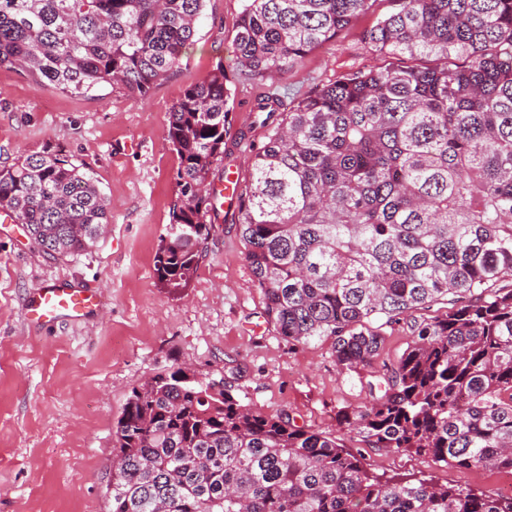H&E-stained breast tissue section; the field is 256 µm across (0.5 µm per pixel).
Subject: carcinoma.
Wrapping results in <instances>:
<instances>
[{
    "instance_id": "1",
    "label": "carcinoma",
    "mask_w": 512,
    "mask_h": 512,
    "mask_svg": "<svg viewBox=\"0 0 512 512\" xmlns=\"http://www.w3.org/2000/svg\"><path fill=\"white\" fill-rule=\"evenodd\" d=\"M206 0H0V67L88 97L146 98L176 72ZM376 0H243L238 67L272 79ZM363 41L379 63L289 106L271 94L268 142L241 189L244 259L283 339L329 340L371 368L383 327L420 309L369 404L339 425L369 448L512 471V0H392ZM224 66L173 106L177 198L155 255L177 288L197 270L232 155ZM111 201L59 155L0 169V209L53 259L102 234ZM236 377L187 366L132 388L113 431L110 512H512V497L381 480L336 437L243 402Z\"/></svg>"
}]
</instances>
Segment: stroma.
I'll use <instances>...</instances> for the list:
<instances>
[{"instance_id": "35a3bbf8", "label": "stroma", "mask_w": 512, "mask_h": 512, "mask_svg": "<svg viewBox=\"0 0 512 512\" xmlns=\"http://www.w3.org/2000/svg\"><path fill=\"white\" fill-rule=\"evenodd\" d=\"M392 8L391 0H376L336 39L272 81L245 79L235 62L242 0H206L181 70L143 100L108 87L77 98L0 68V166L28 155H63L112 203L104 237L65 260L38 251L24 225L0 223V512H109L112 430L127 397L148 377L179 365L216 380L239 370L247 403L269 415L288 411L298 424L336 435L374 475L496 495L512 482L511 471L368 448L338 428L340 408L369 402L362 383L371 370L341 372L329 343L294 346L266 324L236 212L212 216L188 287H162L155 271L177 196L169 114L188 85L223 67L232 92L228 138L239 143L232 166L247 179L267 136L250 100L276 93L289 103L376 64L362 36ZM58 277L98 288L99 308L71 324L27 322L26 295Z\"/></svg>"}]
</instances>
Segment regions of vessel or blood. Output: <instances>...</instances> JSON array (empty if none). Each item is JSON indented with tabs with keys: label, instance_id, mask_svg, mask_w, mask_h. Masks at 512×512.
Returning a JSON list of instances; mask_svg holds the SVG:
<instances>
[{
	"label": "vessel or blood",
	"instance_id": "b4317fda",
	"mask_svg": "<svg viewBox=\"0 0 512 512\" xmlns=\"http://www.w3.org/2000/svg\"><path fill=\"white\" fill-rule=\"evenodd\" d=\"M100 304L98 294L63 280H48L28 296L24 315L35 323H61L79 320L89 315Z\"/></svg>",
	"mask_w": 512,
	"mask_h": 512
}]
</instances>
